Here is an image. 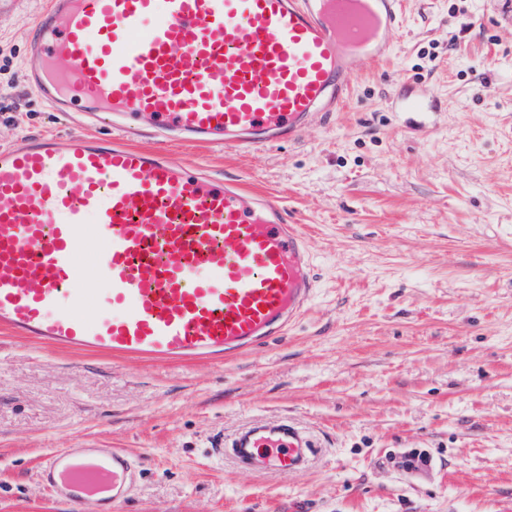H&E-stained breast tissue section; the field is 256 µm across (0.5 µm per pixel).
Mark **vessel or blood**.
I'll return each instance as SVG.
<instances>
[{
  "mask_svg": "<svg viewBox=\"0 0 512 512\" xmlns=\"http://www.w3.org/2000/svg\"><path fill=\"white\" fill-rule=\"evenodd\" d=\"M401 0H50L25 78L58 112L136 135L252 151L299 139L348 97L359 63L392 56ZM399 112H431L421 89ZM95 255L92 271L78 257ZM287 209L143 149L72 133L0 150V327L55 350L220 363L284 333L314 294ZM107 284L98 303L94 279ZM99 306L95 317L83 309ZM253 474H304L316 453L291 419L223 448ZM138 462L62 448L41 477L70 512H121Z\"/></svg>",
  "mask_w": 512,
  "mask_h": 512,
  "instance_id": "1",
  "label": "vessel or blood"
}]
</instances>
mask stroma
<instances>
[{
    "label": "stroma",
    "instance_id": "35a3bbf8",
    "mask_svg": "<svg viewBox=\"0 0 512 512\" xmlns=\"http://www.w3.org/2000/svg\"><path fill=\"white\" fill-rule=\"evenodd\" d=\"M47 0L0 12V148L75 126L29 89ZM392 58L362 66L302 139L177 163L279 197L317 277L285 338L221 364L56 351L0 329V512H66L56 448L147 456L123 512H512V6L402 0ZM417 82L435 111L393 112ZM287 416L318 452L257 476L216 449ZM428 466L409 469L412 452Z\"/></svg>",
    "mask_w": 512,
    "mask_h": 512
}]
</instances>
